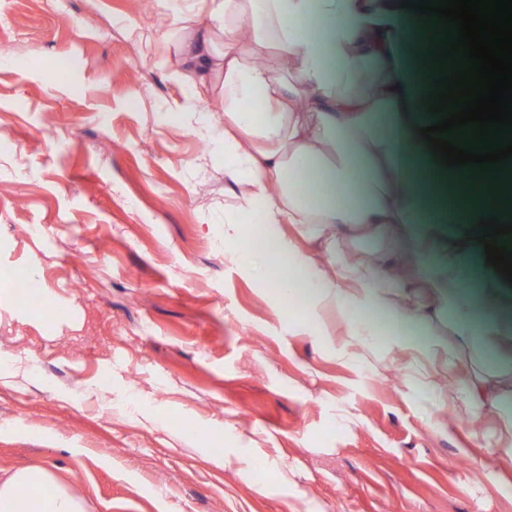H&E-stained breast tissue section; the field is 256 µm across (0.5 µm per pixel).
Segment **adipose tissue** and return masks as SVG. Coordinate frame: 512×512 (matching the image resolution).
I'll list each match as a JSON object with an SVG mask.
<instances>
[{
    "mask_svg": "<svg viewBox=\"0 0 512 512\" xmlns=\"http://www.w3.org/2000/svg\"><path fill=\"white\" fill-rule=\"evenodd\" d=\"M197 12L174 11L169 37L181 58L178 79L198 95L218 81L220 116L202 126L224 142V169L240 186L239 213L224 218V238H239L244 218L269 230L266 280L286 300L305 297L343 313L350 336L401 348L427 310L449 314L455 335L483 352L512 355V320L484 317L491 304L512 307V291L494 279L480 299L462 288L461 248L444 224L476 226L497 214L492 193L463 184L465 168L436 164L418 130L427 124L434 77V23L401 0H195ZM205 15L206 28L195 24ZM411 27L416 78L405 86L393 53L401 23ZM290 224L295 238L278 231ZM346 239H378L395 270L405 257L429 290L424 309H391L378 267L351 261ZM325 241L326 266L298 247ZM385 313L387 325L367 319ZM0 512H84V505L41 466L0 480Z\"/></svg>",
    "mask_w": 512,
    "mask_h": 512,
    "instance_id": "ef3b65f1",
    "label": "adipose tissue"
}]
</instances>
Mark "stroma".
<instances>
[{
    "label": "stroma",
    "mask_w": 512,
    "mask_h": 512,
    "mask_svg": "<svg viewBox=\"0 0 512 512\" xmlns=\"http://www.w3.org/2000/svg\"><path fill=\"white\" fill-rule=\"evenodd\" d=\"M172 10L0 0V477L43 466L87 512H512V412L414 393L452 358L512 401V368L436 319L415 357L358 343L237 262L266 230L224 239L239 187L194 118L224 99L179 112ZM449 230L476 291L495 270Z\"/></svg>",
    "instance_id": "35a3bbf8"
}]
</instances>
